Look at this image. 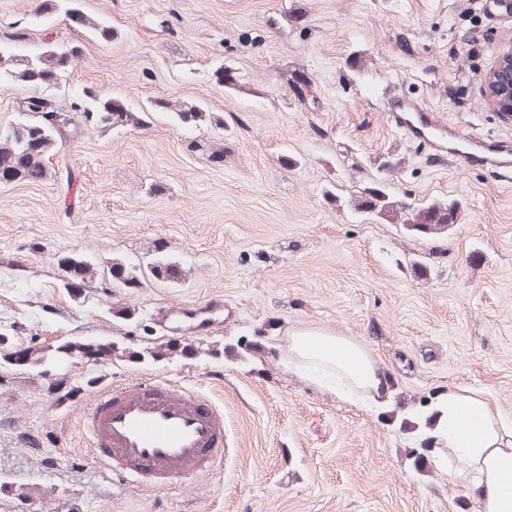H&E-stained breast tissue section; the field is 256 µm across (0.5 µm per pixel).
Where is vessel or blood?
<instances>
[{
  "label": "vessel or blood",
  "mask_w": 512,
  "mask_h": 512,
  "mask_svg": "<svg viewBox=\"0 0 512 512\" xmlns=\"http://www.w3.org/2000/svg\"><path fill=\"white\" fill-rule=\"evenodd\" d=\"M388 122L408 137L443 150L447 141L467 144L459 159L469 170L512 167V155L496 140L477 139L417 103L396 98ZM205 311L191 303L165 310L166 319H185L202 329ZM92 448L114 480L167 489L190 477L208 475L224 448V414L209 399L166 380L110 387L95 395L81 416Z\"/></svg>",
  "instance_id": "b4317fda"
}]
</instances>
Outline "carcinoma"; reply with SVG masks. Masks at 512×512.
<instances>
[{
  "label": "carcinoma",
  "mask_w": 512,
  "mask_h": 512,
  "mask_svg": "<svg viewBox=\"0 0 512 512\" xmlns=\"http://www.w3.org/2000/svg\"><path fill=\"white\" fill-rule=\"evenodd\" d=\"M68 3L64 14L71 17L79 27L90 29L98 37L109 39L112 30L90 21L79 9L72 7L76 0H42V5L57 8V3ZM80 53L78 45L46 44L25 59H16L8 47L0 45V88L4 84L34 86L42 92L23 100L20 118L12 126L10 133L0 143V180H24L35 183L50 178L51 172L45 159L50 156L57 141L67 138L68 128L74 117L62 113L60 119H50L55 109V101L50 91L59 87L70 74ZM85 105L79 111L85 126L97 129L142 126L146 113L135 112L119 98H101L97 94L83 90ZM359 207L370 210L378 216L398 218L423 237L446 232L456 223L458 205L429 202L413 205L397 198L383 189L372 188L361 198ZM60 264L70 271L68 284L84 285L88 268L75 257H63ZM112 279L126 285H139L136 267L114 262L110 267ZM63 354L73 351L79 354L92 353L104 356L109 353L106 346L67 343L61 347Z\"/></svg>",
  "instance_id": "1"
}]
</instances>
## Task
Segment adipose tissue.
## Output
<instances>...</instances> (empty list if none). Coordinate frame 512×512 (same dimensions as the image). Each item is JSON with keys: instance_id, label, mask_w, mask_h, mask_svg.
Listing matches in <instances>:
<instances>
[{"instance_id": "adipose-tissue-1", "label": "adipose tissue", "mask_w": 512, "mask_h": 512, "mask_svg": "<svg viewBox=\"0 0 512 512\" xmlns=\"http://www.w3.org/2000/svg\"><path fill=\"white\" fill-rule=\"evenodd\" d=\"M288 364L314 384L346 399L379 401L381 377L370 354L352 339L325 331L294 332ZM434 445L467 479L475 512H512V426L481 394L452 390L436 401Z\"/></svg>"}]
</instances>
